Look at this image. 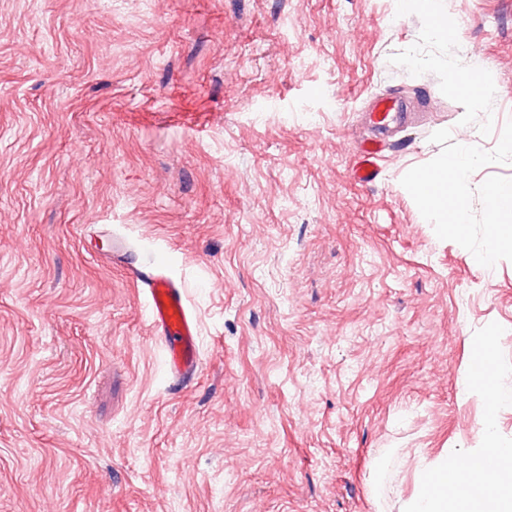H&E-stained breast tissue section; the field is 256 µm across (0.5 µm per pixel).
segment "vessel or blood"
<instances>
[{"label": "vessel or blood", "mask_w": 512, "mask_h": 512, "mask_svg": "<svg viewBox=\"0 0 512 512\" xmlns=\"http://www.w3.org/2000/svg\"><path fill=\"white\" fill-rule=\"evenodd\" d=\"M413 120V113L400 111L396 101L380 100L374 103L369 115L372 133L362 147L356 168L359 182L369 184L375 181L378 176L377 161L387 146V138L395 128ZM107 260L123 267L139 283L148 322L166 353L167 369L173 385L186 387L193 384L202 367L199 326L183 285L164 268L142 269L132 252L118 239L113 240Z\"/></svg>", "instance_id": "obj_1"}]
</instances>
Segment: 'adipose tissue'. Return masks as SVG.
Wrapping results in <instances>:
<instances>
[{
  "instance_id": "ef3b65f1",
  "label": "adipose tissue",
  "mask_w": 512,
  "mask_h": 512,
  "mask_svg": "<svg viewBox=\"0 0 512 512\" xmlns=\"http://www.w3.org/2000/svg\"><path fill=\"white\" fill-rule=\"evenodd\" d=\"M471 163L466 155L444 158L413 182L422 205L444 230L461 228L465 214L462 203L448 201V173ZM413 479L402 512H512V448L500 443L494 415L484 418L479 446L446 448L432 460H419Z\"/></svg>"
}]
</instances>
